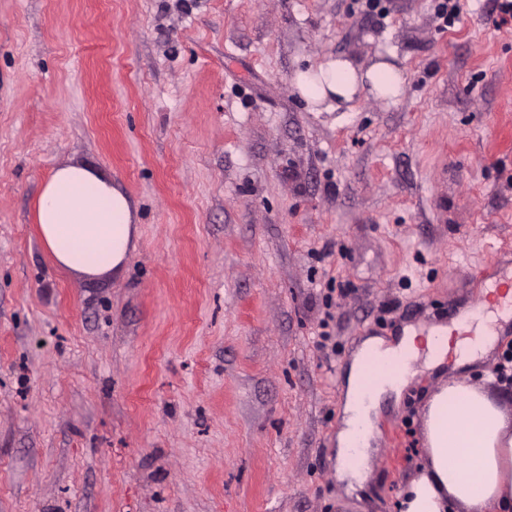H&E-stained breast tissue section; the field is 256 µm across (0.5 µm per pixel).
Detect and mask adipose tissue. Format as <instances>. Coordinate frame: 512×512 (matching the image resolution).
<instances>
[{"label":"adipose tissue","mask_w":512,"mask_h":512,"mask_svg":"<svg viewBox=\"0 0 512 512\" xmlns=\"http://www.w3.org/2000/svg\"><path fill=\"white\" fill-rule=\"evenodd\" d=\"M293 86L311 110L333 112L363 93L396 99L405 77L394 63L360 67L326 56L299 71ZM35 221L44 251L65 272L97 278L120 269L135 247L137 228L128 196L97 166L57 167L42 182ZM448 329L425 340L405 328L392 340L373 337L356 351L346 386L344 421L337 440L339 478L363 483L373 453V419L387 399L401 397L412 364L439 365L448 352ZM425 460L406 482L399 512H512V416L489 392L465 381L442 386L424 421Z\"/></svg>","instance_id":"1"}]
</instances>
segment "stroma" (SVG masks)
I'll return each instance as SVG.
<instances>
[{"label": "stroma", "mask_w": 512, "mask_h": 512, "mask_svg": "<svg viewBox=\"0 0 512 512\" xmlns=\"http://www.w3.org/2000/svg\"><path fill=\"white\" fill-rule=\"evenodd\" d=\"M0 0V512H397L440 382L420 368L336 478L358 343L456 317L512 265V17L501 0ZM406 72L397 100L311 110L296 71ZM90 160L136 248L90 279L34 224ZM339 294L319 346L326 282Z\"/></svg>", "instance_id": "1"}]
</instances>
